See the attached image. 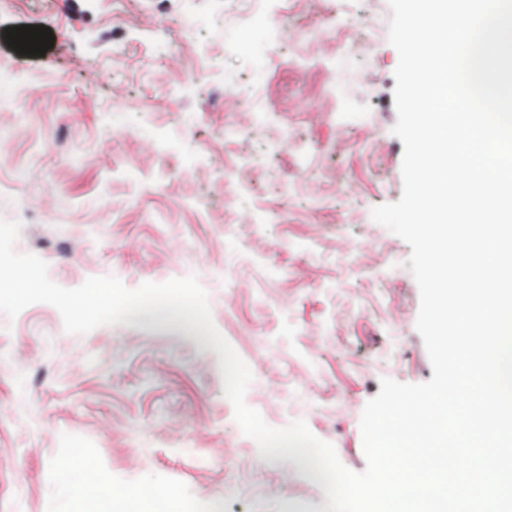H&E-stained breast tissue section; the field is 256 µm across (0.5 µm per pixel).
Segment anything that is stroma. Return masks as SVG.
Masks as SVG:
<instances>
[{
    "mask_svg": "<svg viewBox=\"0 0 512 512\" xmlns=\"http://www.w3.org/2000/svg\"><path fill=\"white\" fill-rule=\"evenodd\" d=\"M243 8H0V66L20 75L0 98V218L63 288L195 277L252 373L246 404L274 428L304 421L360 472L381 379L433 375L411 248L372 218L403 188L388 0H271L283 40L229 55ZM347 18L357 30L337 27ZM22 25L50 28L52 48L16 53L4 32ZM243 164L246 186H225ZM245 440L198 332L139 316L76 335L47 303L0 313V512H113L63 492L77 448L103 482L161 484L196 512H322L307 468Z\"/></svg>",
    "mask_w": 512,
    "mask_h": 512,
    "instance_id": "obj_1",
    "label": "stroma"
}]
</instances>
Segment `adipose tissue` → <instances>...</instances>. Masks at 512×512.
<instances>
[{
	"label": "adipose tissue",
	"instance_id": "obj_1",
	"mask_svg": "<svg viewBox=\"0 0 512 512\" xmlns=\"http://www.w3.org/2000/svg\"><path fill=\"white\" fill-rule=\"evenodd\" d=\"M73 462L82 468L84 478L78 483L64 481L63 488L72 498L82 499L95 493L119 502L120 512H151L150 507L154 504L161 505V512H193V505L189 500L164 486H102L99 485L92 466L81 453H74Z\"/></svg>",
	"mask_w": 512,
	"mask_h": 512
}]
</instances>
